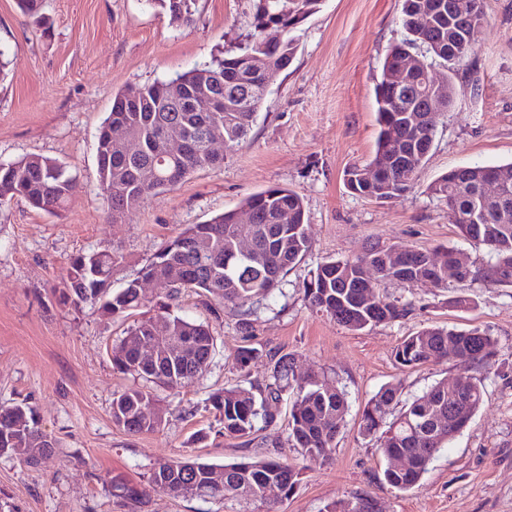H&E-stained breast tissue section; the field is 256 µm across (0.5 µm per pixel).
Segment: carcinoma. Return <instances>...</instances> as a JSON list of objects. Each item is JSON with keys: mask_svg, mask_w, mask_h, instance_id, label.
<instances>
[{"mask_svg": "<svg viewBox=\"0 0 512 512\" xmlns=\"http://www.w3.org/2000/svg\"><path fill=\"white\" fill-rule=\"evenodd\" d=\"M171 15L190 20V0H152ZM252 33L249 41L235 49L220 51L207 62L173 77L144 85L128 86L112 99L110 112L97 137L96 152L109 156L97 165L100 194L108 205L112 223L131 215L152 194L173 189L194 171L216 167L224 158H210L204 141H195L191 152L171 160L165 157L166 136L178 133L195 136L210 129L224 138L232 149L247 135L266 94L262 73L289 67L297 52L295 32L316 12L321 0H251ZM480 0H401L404 39L390 47L376 78L375 101L379 133L373 157L345 171L344 183L351 193L387 201L410 191L416 173L432 148L436 121L432 113L453 104L461 85L458 67L474 52L483 24L473 16ZM19 9L32 19L40 37H50L51 26L42 12V0H17ZM281 38L274 44L265 40L268 28ZM205 85L224 97V108L203 112L201 107H184L173 100L163 104L171 86ZM133 96V112L116 108L117 102ZM123 127L139 142L138 153L127 156L112 141V126ZM494 179L506 187L503 198L487 196L484 183ZM76 189L75 178L57 160L28 154L0 166V206L16 197L32 207L56 215ZM431 196L448 203V220L456 225L463 240L488 250L492 262L483 272L487 281L501 283L503 267L512 268V163L468 165L448 171L428 187ZM286 212L287 224L279 223ZM302 197L295 191L275 186L243 199L201 224H187L141 271L118 292H102L111 282L112 269L122 256L104 248L74 257L64 274V288L75 306H99L105 316L123 319L140 307L149 313L135 321L119 345L112 349V366L123 374L150 378L168 388H181L200 375L215 350L216 337L203 322L178 315L173 302L185 291L211 296L215 301L243 310L241 329L251 328L253 300L282 291L285 276L310 247ZM253 240L254 249L240 252L239 238ZM395 253L389 266L383 255ZM446 250H411L370 247L364 254L347 260L329 259L316 267L303 284L309 305L352 332L405 318L408 308L376 292L371 302L364 298L363 268L374 269L381 279L407 282L431 278L438 288L448 287ZM152 277L159 289L148 298L140 278ZM166 326L175 346L184 354L161 355L154 364L140 360V345L153 335L154 327ZM496 353L495 340L478 327L449 328L432 325L406 337L394 351L395 362L417 367L448 357L489 364ZM262 353L244 345L234 355L236 368L246 373ZM270 374L262 382L226 386L210 395L208 402L218 414L224 437L252 441L260 427L276 424L272 405L296 388L288 423V443L311 459H325L334 448L336 435L348 411L346 394L328 378H299L294 358L286 353L270 357ZM401 402L398 385L379 389L365 404L359 431L364 436L380 435L378 452L388 460L407 458L404 470H383L384 480L400 491L412 489L427 472L441 449L467 426L453 418L455 406L474 415L483 403V388L470 377L440 381L405 405L398 414L392 410ZM152 404L150 394L128 390L112 398V420L133 434L155 431L162 416L155 412L143 417L141 409ZM56 442L39 426L35 408L27 403L0 408V455L19 458L29 465L48 454ZM299 483V472L275 457L268 449L262 456L216 464L198 459L159 462L148 484L175 497H222L239 505L243 512H275L276 499L266 496L270 485L281 487L288 498ZM119 496L139 503L146 489L134 484L114 485ZM324 512H375L366 499L334 502Z\"/></svg>", "mask_w": 512, "mask_h": 512, "instance_id": "cac0c4a2", "label": "carcinoma"}]
</instances>
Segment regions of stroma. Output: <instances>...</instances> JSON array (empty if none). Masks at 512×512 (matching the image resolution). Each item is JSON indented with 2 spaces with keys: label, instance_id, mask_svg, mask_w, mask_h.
Returning a JSON list of instances; mask_svg holds the SVG:
<instances>
[{
  "label": "stroma",
  "instance_id": "obj_1",
  "mask_svg": "<svg viewBox=\"0 0 512 512\" xmlns=\"http://www.w3.org/2000/svg\"><path fill=\"white\" fill-rule=\"evenodd\" d=\"M400 0H321L297 31L293 64L273 78L249 134L218 168H201L174 189L149 196L125 222L112 223L96 182V142L112 98L186 71L250 35L249 0H193L190 21L146 0H44L52 36L36 38L16 0H0V163L27 154L62 162L78 187L62 215L16 198L0 207V406L25 401L57 442L37 465L0 456V512H232L219 497L176 498L149 486L154 464L181 457L232 462L283 444L280 459L300 473L277 512H324L334 501L363 498L376 512H512V286L476 278L430 284L381 283L408 309L397 322L352 332L313 310L302 286L328 259H352L372 244L407 249L447 247L485 268V248L464 241L448 206L429 185L448 170L512 161V0H483L485 24L459 93L436 119L434 143L414 188L386 202L349 193L345 170L371 158L378 134L374 86L381 61L404 37ZM281 186L303 199L310 249L291 269L281 294L254 303L251 329L231 307L211 312L202 294L179 298L178 314L209 323L217 338L206 370L170 389L112 368L111 352L127 322L97 307H74L61 278L79 253L108 247L122 259L112 288L137 278L186 224H199L244 198ZM468 307L452 306L454 297ZM432 324L477 326L497 344L491 367L454 359L400 368L394 348ZM262 355L249 373L234 363L238 346ZM294 357L299 375L326 374L347 393L349 411L329 460L286 446L292 393L279 402L278 424L251 443L219 433L209 396L263 379L274 354ZM455 376L473 378L483 403L410 491L383 479L380 442L360 434L366 402L397 383L403 399ZM154 396L163 421L131 434L112 421V396L128 389ZM206 440H199V433ZM142 484L134 503L113 497L114 479Z\"/></svg>",
  "mask_w": 512,
  "mask_h": 512
}]
</instances>
